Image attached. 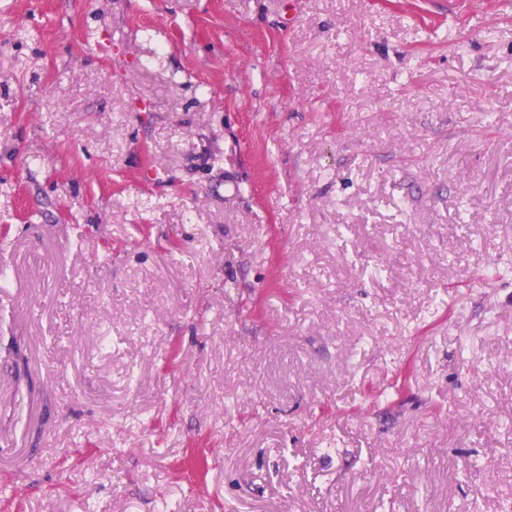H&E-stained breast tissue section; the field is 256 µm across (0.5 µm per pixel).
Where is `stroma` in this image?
<instances>
[{"mask_svg": "<svg viewBox=\"0 0 512 512\" xmlns=\"http://www.w3.org/2000/svg\"><path fill=\"white\" fill-rule=\"evenodd\" d=\"M0 512L512 502V0H0Z\"/></svg>", "mask_w": 512, "mask_h": 512, "instance_id": "stroma-1", "label": "stroma"}]
</instances>
